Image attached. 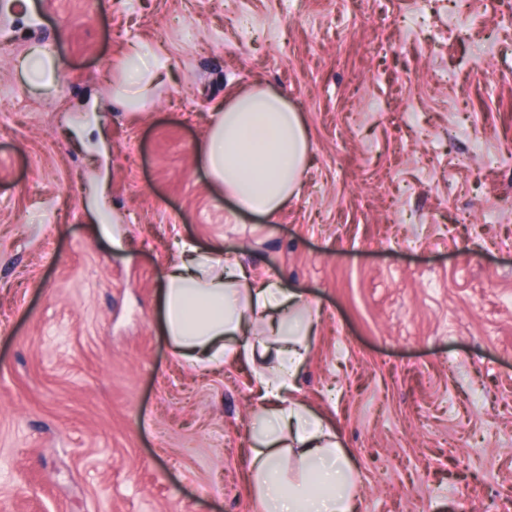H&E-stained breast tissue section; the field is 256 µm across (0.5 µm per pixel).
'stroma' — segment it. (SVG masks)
Returning a JSON list of instances; mask_svg holds the SVG:
<instances>
[{
  "instance_id": "35a3bbf8",
  "label": "stroma",
  "mask_w": 512,
  "mask_h": 512,
  "mask_svg": "<svg viewBox=\"0 0 512 512\" xmlns=\"http://www.w3.org/2000/svg\"><path fill=\"white\" fill-rule=\"evenodd\" d=\"M50 2L39 29L0 13V512H253L252 369L161 332L184 240L318 307L295 396L360 512H512V0ZM36 42L44 94L17 74ZM133 45L171 79L132 115ZM258 82L309 138L270 220L196 161ZM24 82L34 88L50 89L59 81L60 60L50 45H37L21 64Z\"/></svg>"
}]
</instances>
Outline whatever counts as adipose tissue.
Returning <instances> with one entry per match:
<instances>
[{"mask_svg": "<svg viewBox=\"0 0 512 512\" xmlns=\"http://www.w3.org/2000/svg\"><path fill=\"white\" fill-rule=\"evenodd\" d=\"M167 68V59L149 49L127 57L114 75L117 104L128 112L146 109ZM21 72L29 86L55 87L60 61L53 47L32 48ZM308 149L300 113L256 85L213 107L197 156L217 194L270 219L299 191ZM183 251L168 267L161 296L162 330L175 351L202 366L276 361L255 374L260 411L251 472L259 512H358L355 464L330 425L290 397L312 331L309 298L192 243ZM293 458L301 477L288 481L284 464Z\"/></svg>", "mask_w": 512, "mask_h": 512, "instance_id": "adipose-tissue-1", "label": "adipose tissue"}]
</instances>
